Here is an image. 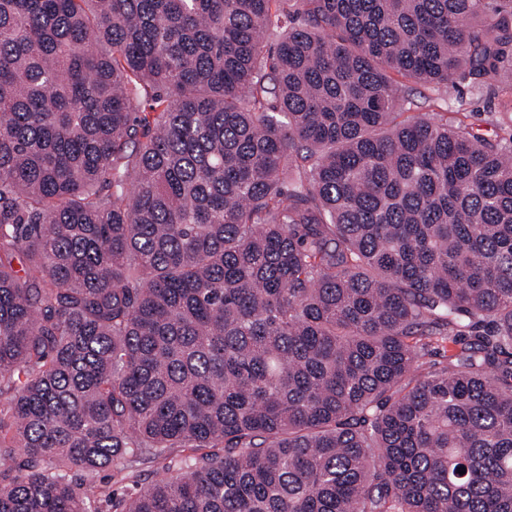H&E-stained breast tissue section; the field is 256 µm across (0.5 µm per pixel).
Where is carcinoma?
<instances>
[{"mask_svg": "<svg viewBox=\"0 0 512 512\" xmlns=\"http://www.w3.org/2000/svg\"><path fill=\"white\" fill-rule=\"evenodd\" d=\"M399 77L512 0H0V512H512V137ZM162 463L160 461L143 462L138 466V473L140 476L137 478L139 481L138 487H133L127 481H120V476H116L113 472L109 471L106 474H112L114 477L110 480V476L106 477L103 481V485L108 488L112 486V489L118 488L119 493H124L125 495H130L135 493L140 487L146 486L152 483L159 475L162 474ZM108 482V483H107ZM138 488V489H136Z\"/></svg>", "mask_w": 512, "mask_h": 512, "instance_id": "cac0c4a2", "label": "carcinoma"}]
</instances>
